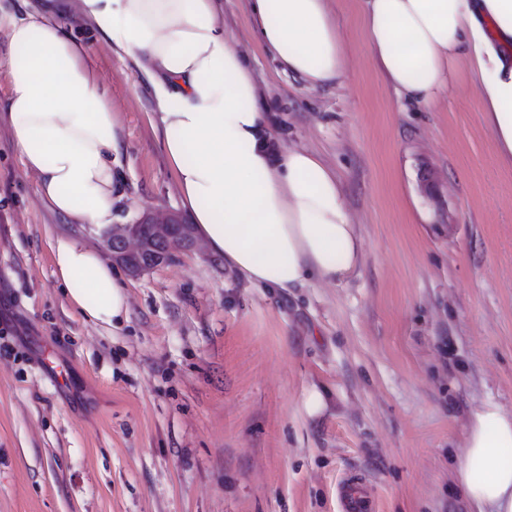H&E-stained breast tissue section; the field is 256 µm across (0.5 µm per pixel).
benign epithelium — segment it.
<instances>
[{
    "label": "benign epithelium",
    "mask_w": 512,
    "mask_h": 512,
    "mask_svg": "<svg viewBox=\"0 0 512 512\" xmlns=\"http://www.w3.org/2000/svg\"><path fill=\"white\" fill-rule=\"evenodd\" d=\"M148 228L150 236L142 233ZM195 239L189 225L174 214L148 213L133 224H114L104 240L112 261L139 276L173 257L177 249H190Z\"/></svg>",
    "instance_id": "1"
}]
</instances>
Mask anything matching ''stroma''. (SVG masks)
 <instances>
[{
  "instance_id": "35a3bbf8",
  "label": "stroma",
  "mask_w": 512,
  "mask_h": 512,
  "mask_svg": "<svg viewBox=\"0 0 512 512\" xmlns=\"http://www.w3.org/2000/svg\"><path fill=\"white\" fill-rule=\"evenodd\" d=\"M338 83L309 90L258 44L249 0H223L284 146L340 175L363 238L338 285L250 286L208 248L128 277L129 318L84 319L53 276L60 235L104 252L36 192L0 119V512H468L454 459L471 412L512 411V163L461 76L433 107L400 99L335 0ZM61 17L90 44L120 122L117 224L184 216L155 103L69 0H0ZM318 390L324 408L308 414Z\"/></svg>"
}]
</instances>
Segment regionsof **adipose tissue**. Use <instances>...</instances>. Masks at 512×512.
Wrapping results in <instances>:
<instances>
[{
	"mask_svg": "<svg viewBox=\"0 0 512 512\" xmlns=\"http://www.w3.org/2000/svg\"><path fill=\"white\" fill-rule=\"evenodd\" d=\"M75 11L150 86L183 207L211 253L258 288L345 281L362 237L336 171L283 146L219 0H75ZM263 49L309 88L340 81L346 47L333 0H250ZM364 44L405 100L431 106L465 62L499 155L512 161V0H363ZM4 114L37 194L69 223L107 228L119 199V120L88 46L60 20L0 15ZM53 274L86 319L128 318L125 277L74 237L52 245ZM512 412H472L455 466L469 512H512Z\"/></svg>",
	"mask_w": 512,
	"mask_h": 512,
	"instance_id": "adipose-tissue-1",
	"label": "adipose tissue"
}]
</instances>
